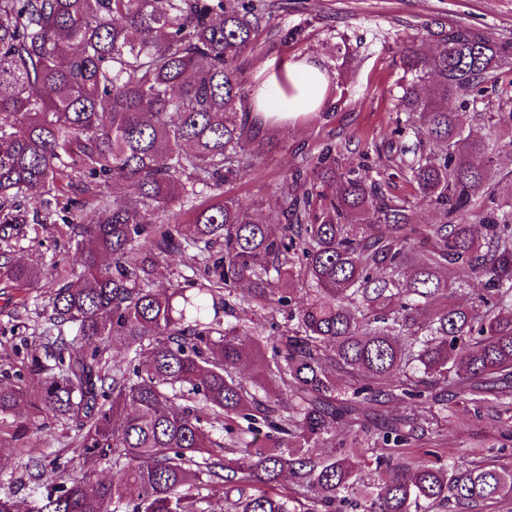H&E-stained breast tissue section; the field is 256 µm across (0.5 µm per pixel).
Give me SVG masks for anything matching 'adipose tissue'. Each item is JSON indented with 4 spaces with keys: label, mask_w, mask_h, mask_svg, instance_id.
<instances>
[{
    "label": "adipose tissue",
    "mask_w": 512,
    "mask_h": 512,
    "mask_svg": "<svg viewBox=\"0 0 512 512\" xmlns=\"http://www.w3.org/2000/svg\"><path fill=\"white\" fill-rule=\"evenodd\" d=\"M286 75L295 90L286 96L282 89L261 91L257 94L255 108L263 119L290 118L320 108L328 84L326 71L315 62L298 61L289 65Z\"/></svg>",
    "instance_id": "1"
}]
</instances>
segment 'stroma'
<instances>
[{
  "mask_svg": "<svg viewBox=\"0 0 512 512\" xmlns=\"http://www.w3.org/2000/svg\"><path fill=\"white\" fill-rule=\"evenodd\" d=\"M288 6V12L273 14L271 25L307 22V40L281 45L260 35L254 52L248 55L247 81L263 82L278 60L292 63L306 59L320 63L330 83L342 84L346 93L331 118L323 119L311 112L281 126L276 133L277 149L254 153L246 174L225 183L226 195L245 205L263 200L271 217L276 214L279 180L301 163L304 154L326 143L346 141L350 147L345 156L355 164L367 148V139L385 134L395 117L389 90L396 78L399 41L415 33L417 26L438 20L451 25L462 23L485 29L498 40L512 41V0H288ZM378 29L387 32V41L375 43L368 51L361 48L359 38ZM339 33L350 40L349 54L341 61L334 48ZM489 112L501 113L502 133L512 132V72L502 73L497 89L487 92L471 116L469 130L473 135H487L485 115ZM70 255L69 240L58 236L50 225L15 242L18 261L36 262L47 269L55 263H69ZM42 306L35 292L0 289V380L8 373L26 371L31 354L38 351L35 311ZM510 425L512 416L495 409L476 413L459 406L427 432L417 448L425 450L432 442L447 454L468 448L480 460L486 458L488 449L501 446V432ZM76 442L75 429L60 420L50 423L34 450L49 457L71 459L73 470L78 471L85 466Z\"/></svg>",
  "mask_w": 512,
  "mask_h": 512,
  "instance_id": "35a3bbf8",
  "label": "stroma"
}]
</instances>
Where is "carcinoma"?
Instances as JSON below:
<instances>
[{
    "instance_id": "1",
    "label": "carcinoma",
    "mask_w": 512,
    "mask_h": 512,
    "mask_svg": "<svg viewBox=\"0 0 512 512\" xmlns=\"http://www.w3.org/2000/svg\"><path fill=\"white\" fill-rule=\"evenodd\" d=\"M275 8L0 0V283L39 287L43 269L18 263L10 240L54 215L80 266L48 292L36 384L0 383V416H14L0 447L66 420L80 455L120 475L31 456L27 512L512 504L511 462L409 455L423 423L457 405L512 410V192L496 164L512 137L500 141L493 113L488 138L467 132L512 42L443 22L403 38L395 118L374 153L348 166L347 146L324 144L283 177V223L271 224L263 203L224 196V182L273 145L255 142L243 74ZM395 176L413 200L387 193ZM35 188L42 218L24 200ZM175 205L192 223L159 220ZM424 205L435 223H419ZM171 252L188 274L156 287ZM238 307L281 313L288 329L263 336L227 320ZM115 343L135 356L109 355ZM394 402L405 413L386 414ZM355 427L372 454L366 476L337 440Z\"/></svg>"
}]
</instances>
